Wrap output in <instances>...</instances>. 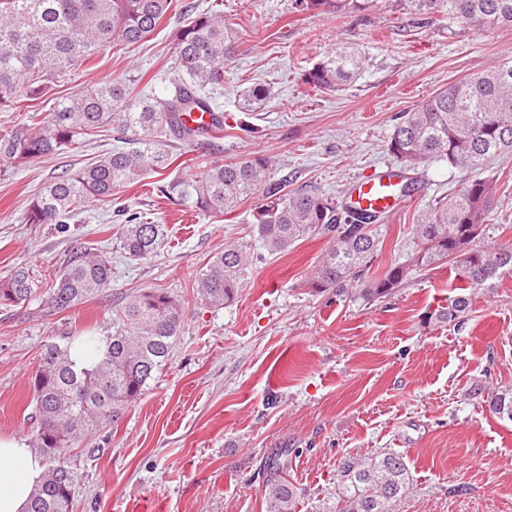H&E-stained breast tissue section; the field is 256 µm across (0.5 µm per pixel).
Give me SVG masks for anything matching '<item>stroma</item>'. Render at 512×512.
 <instances>
[{
  "mask_svg": "<svg viewBox=\"0 0 512 512\" xmlns=\"http://www.w3.org/2000/svg\"><path fill=\"white\" fill-rule=\"evenodd\" d=\"M220 10L238 36L214 96L224 110L218 151L187 150L194 172L207 162L267 156L271 178L342 200L350 182L393 163L387 144L401 113L477 69L512 61V26L493 30L448 18L423 24L405 0H377L366 11L303 14L294 0H195ZM174 7L151 38L101 52L51 82L55 101L96 81L123 78L136 90L171 89ZM363 60L355 82L338 92L301 79L334 46ZM261 84L267 98L251 113L238 96ZM248 121L252 132L242 131ZM112 131L94 143L18 165L0 160V279L17 266L47 278L74 247H103L112 283L62 312L40 299L0 308V436L30 437L31 374L44 344L112 326L126 294L162 289L184 304V328L167 365L116 423L66 458L78 476L74 512H266L264 467L288 464L296 512H313L336 485L341 460L404 454L412 480L393 512H512V424L466 395L474 381L512 385V277L471 296L464 324L430 320L458 293L446 266L412 272L388 297L317 294L308 283L328 249L324 238L250 268L239 297L220 309L196 303L193 277L224 243L252 239L256 199L214 218L181 213L159 191L174 170L122 189L119 204L163 229L157 253L127 259L119 247L116 205L99 202L66 231L26 224L31 200L53 177L111 150ZM485 175L497 191L479 246H512V158ZM412 199L377 220L372 270L405 263L422 213L456 188L463 173L443 161L417 172Z\"/></svg>",
  "mask_w": 512,
  "mask_h": 512,
  "instance_id": "stroma-1",
  "label": "stroma"
}]
</instances>
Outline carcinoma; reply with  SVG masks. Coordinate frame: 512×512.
I'll return each instance as SVG.
<instances>
[{"label":"carcinoma","mask_w":512,"mask_h":512,"mask_svg":"<svg viewBox=\"0 0 512 512\" xmlns=\"http://www.w3.org/2000/svg\"><path fill=\"white\" fill-rule=\"evenodd\" d=\"M416 15L432 21L448 17L482 27L512 26V0H409ZM173 0H0V111H29L23 131L0 130V158L19 164L78 149L112 126L126 146L98 155L72 174L51 180L31 200L27 224L67 226L86 204L112 202L123 188L151 171L175 167L177 175L160 192L175 204L210 216L233 212L242 200L261 198L254 208L253 233L268 254H281L295 243L326 237L329 247L309 281L312 291H343L359 282L375 260L378 241L369 218L332 197L311 189L287 191L268 178L271 161L254 156L206 164L201 174L177 164L169 150L176 139L185 146L218 139L224 114L213 104L210 86L224 82V65L234 55L236 33L220 11L197 12L186 4L188 22L174 36L173 90L166 98L140 96L132 84L109 79L82 88L52 109L32 102L74 61L85 62L112 44L130 47L150 37L171 10ZM332 0H295L297 12H319ZM363 68L362 58L332 48L302 74L319 92H338ZM267 98L255 85L242 94L240 109ZM193 112L210 115L192 125ZM388 151L415 169L446 161L465 172L459 189L415 224L417 249L407 263L362 283L367 299L400 287L416 269L449 264L471 291L512 276V247H479L494 204L495 184L482 176L496 157L512 156V66L480 69L406 112L394 126ZM121 249L142 259L161 246V225L120 210ZM254 253L244 242L226 243L194 276L196 302L221 307L239 296ZM112 265L99 247L81 246L53 273L42 294L51 311L72 309L110 286ZM41 283L29 269L17 267L0 281V306H16L36 296ZM470 296L459 294L436 308L441 323L465 321ZM180 300L146 289L125 297L115 309L112 331L102 337L105 353L90 369L77 371L69 358L70 342L44 345L33 385V445L44 457L45 477L30 496L26 512H71L78 481L66 452L97 430L117 423L127 407L170 360L181 335ZM468 396L501 421L512 422V385L487 388L474 382ZM287 467L275 462L264 482L266 512H295L297 489ZM409 467L396 452L340 462L334 493L319 501L316 512H391L409 485Z\"/></svg>","instance_id":"carcinoma-1"}]
</instances>
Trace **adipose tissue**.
I'll use <instances>...</instances> for the list:
<instances>
[{
    "label": "adipose tissue",
    "mask_w": 512,
    "mask_h": 512,
    "mask_svg": "<svg viewBox=\"0 0 512 512\" xmlns=\"http://www.w3.org/2000/svg\"><path fill=\"white\" fill-rule=\"evenodd\" d=\"M44 471L42 458L24 438L0 437V512H25Z\"/></svg>",
    "instance_id": "ef3b65f1"
}]
</instances>
